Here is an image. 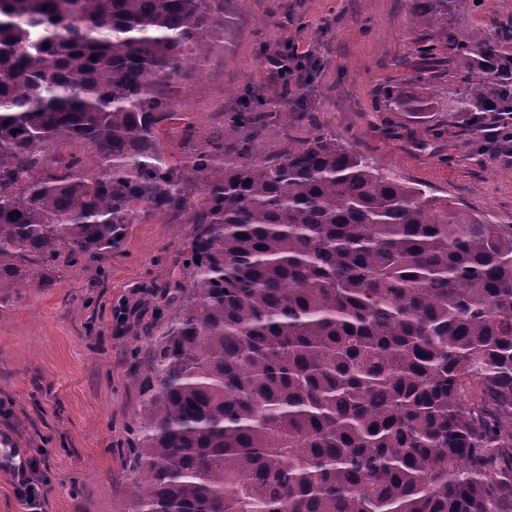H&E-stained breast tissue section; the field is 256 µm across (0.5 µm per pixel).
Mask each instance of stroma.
Wrapping results in <instances>:
<instances>
[{
  "mask_svg": "<svg viewBox=\"0 0 512 512\" xmlns=\"http://www.w3.org/2000/svg\"><path fill=\"white\" fill-rule=\"evenodd\" d=\"M230 18L208 56L172 96L182 157L224 127L243 100L270 106L266 130L240 129L257 159L321 132L379 173L446 196L495 224H512V141L492 140L497 113L475 124L454 51L424 64L409 0H224ZM512 0H455L448 32L480 35L512 54ZM308 52L283 90L271 61ZM404 105L382 108L387 90ZM184 214L129 225L112 253L56 262L54 287L0 302V438L43 478V512H134L132 455L154 350L186 283Z\"/></svg>",
  "mask_w": 512,
  "mask_h": 512,
  "instance_id": "1",
  "label": "stroma"
}]
</instances>
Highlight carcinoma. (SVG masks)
<instances>
[{
    "label": "carcinoma",
    "instance_id": "cac0c4a2",
    "mask_svg": "<svg viewBox=\"0 0 512 512\" xmlns=\"http://www.w3.org/2000/svg\"><path fill=\"white\" fill-rule=\"evenodd\" d=\"M452 3L411 0L441 35L423 58ZM225 25L224 0H0V288H51L61 254L188 215L135 512H512V224L321 133L253 160L237 133L261 103L171 160L167 88ZM454 49L460 107L512 113V55Z\"/></svg>",
    "mask_w": 512,
    "mask_h": 512
}]
</instances>
